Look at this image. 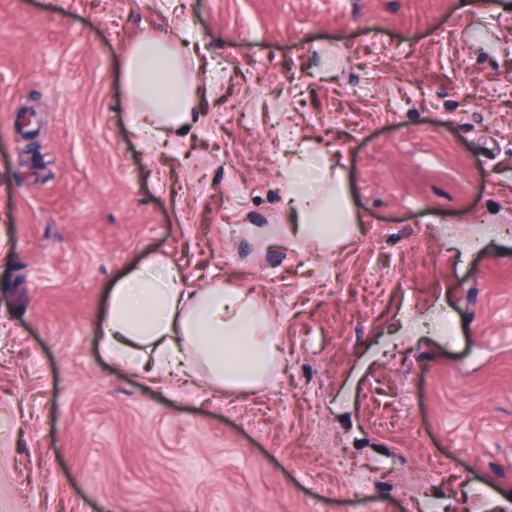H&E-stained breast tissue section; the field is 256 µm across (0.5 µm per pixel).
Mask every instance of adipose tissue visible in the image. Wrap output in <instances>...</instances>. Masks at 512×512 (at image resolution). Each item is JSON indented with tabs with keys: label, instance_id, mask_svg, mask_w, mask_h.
I'll list each match as a JSON object with an SVG mask.
<instances>
[{
	"label": "adipose tissue",
	"instance_id": "ef3b65f1",
	"mask_svg": "<svg viewBox=\"0 0 512 512\" xmlns=\"http://www.w3.org/2000/svg\"><path fill=\"white\" fill-rule=\"evenodd\" d=\"M128 93L137 103L134 133L166 136L189 119L195 87L180 50L147 36L124 60ZM289 241H316L331 250L357 221L343 171L300 148L288 169ZM101 356L152 378L203 377L214 393L247 392L275 384L279 338L269 311L243 289L210 281L192 287L162 253L144 255L115 281L97 324Z\"/></svg>",
	"mask_w": 512,
	"mask_h": 512
}]
</instances>
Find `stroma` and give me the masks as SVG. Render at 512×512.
<instances>
[{
	"label": "stroma",
	"instance_id": "1",
	"mask_svg": "<svg viewBox=\"0 0 512 512\" xmlns=\"http://www.w3.org/2000/svg\"><path fill=\"white\" fill-rule=\"evenodd\" d=\"M146 35L197 86L163 139ZM300 144L360 216L329 252L279 234ZM157 252L276 312L278 384L100 356ZM0 512H512V0H0ZM124 77L137 103L131 122L138 135H158L180 129L189 119L195 87L189 82L180 50L172 42L146 36L126 53Z\"/></svg>",
	"mask_w": 512,
	"mask_h": 512
}]
</instances>
